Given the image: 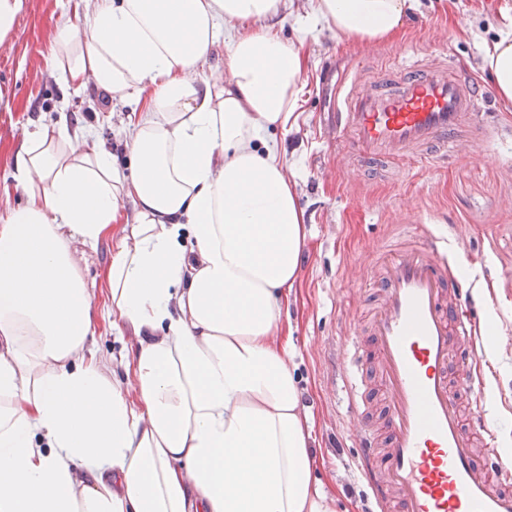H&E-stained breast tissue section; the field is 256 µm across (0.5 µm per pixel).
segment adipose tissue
Segmentation results:
<instances>
[{
	"label": "adipose tissue",
	"instance_id": "ef3b65f1",
	"mask_svg": "<svg viewBox=\"0 0 512 512\" xmlns=\"http://www.w3.org/2000/svg\"><path fill=\"white\" fill-rule=\"evenodd\" d=\"M84 27L50 64L136 102L130 171L62 125L26 131L0 218V512H336L314 480L310 424L274 336L306 244L271 131L296 122L305 58L277 26L285 0H71ZM412 0H313L315 22L381 41ZM226 38L223 82L200 79ZM512 103V37L485 52ZM131 199L112 249V323L128 399L96 358L94 307L72 243Z\"/></svg>",
	"mask_w": 512,
	"mask_h": 512
}]
</instances>
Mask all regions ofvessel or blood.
<instances>
[{
	"mask_svg": "<svg viewBox=\"0 0 512 512\" xmlns=\"http://www.w3.org/2000/svg\"><path fill=\"white\" fill-rule=\"evenodd\" d=\"M490 91L450 60L394 61L385 78L360 62L333 103L330 129L344 158L406 161L433 170L455 156L464 128L487 127ZM410 246L384 259L382 302L369 334L382 368L386 444L362 427L359 478L370 512H512V459L486 423L480 383L467 370L477 348L471 291L448 267L451 238L407 227ZM349 408L369 400L359 372L343 380ZM471 419H464L463 406ZM483 448L488 469L478 468Z\"/></svg>",
	"mask_w": 512,
	"mask_h": 512,
	"instance_id": "obj_1",
	"label": "vessel or blood"
}]
</instances>
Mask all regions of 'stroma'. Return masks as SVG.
I'll list each match as a JSON object with an SVG mask.
<instances>
[{"label": "stroma", "mask_w": 512, "mask_h": 512, "mask_svg": "<svg viewBox=\"0 0 512 512\" xmlns=\"http://www.w3.org/2000/svg\"><path fill=\"white\" fill-rule=\"evenodd\" d=\"M311 0H285L279 31L296 39L308 28L304 86L291 132H276L286 154V173L309 229L299 279L283 313L279 344L287 345L300 378L301 403L313 420L315 475L344 512H360L354 439L358 420L338 378L340 350L352 332H367L381 295L362 277L360 263L406 245L402 211L418 209L439 233L456 232L462 245L453 271L472 288L476 334L493 329L496 364L482 379L499 448L512 456V105L497 104L494 131L451 158L445 168L414 171L387 165L364 178L341 165L335 144L325 137L336 84L361 59L364 43H349L309 18ZM75 17L68 0H25L11 33L0 40V215L21 206L10 171L26 129L65 120L91 129L88 145L126 163L132 107L112 101L95 84L67 89L49 63L55 30ZM512 33V0H415L395 37L374 43L377 61L397 55H451L480 82H488L484 52L500 35ZM113 225L96 244L72 247L96 309L92 347L97 357L118 359L135 342L131 329L115 330L107 272L112 247L124 235Z\"/></svg>", "instance_id": "1"}]
</instances>
